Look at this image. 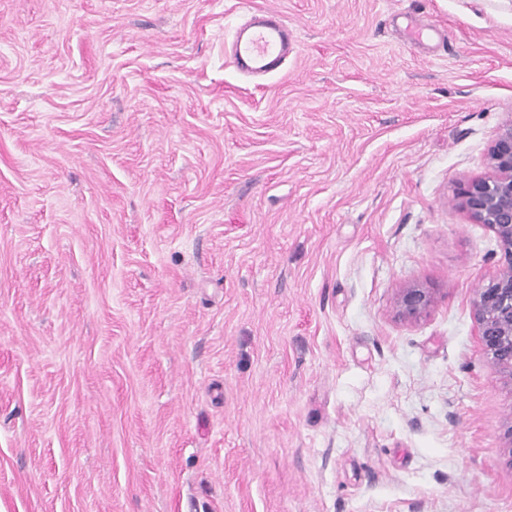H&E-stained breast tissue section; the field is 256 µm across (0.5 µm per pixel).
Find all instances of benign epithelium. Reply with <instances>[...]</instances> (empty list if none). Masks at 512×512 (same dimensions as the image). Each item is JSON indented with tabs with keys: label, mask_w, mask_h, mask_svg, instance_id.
<instances>
[{
	"label": "benign epithelium",
	"mask_w": 512,
	"mask_h": 512,
	"mask_svg": "<svg viewBox=\"0 0 512 512\" xmlns=\"http://www.w3.org/2000/svg\"><path fill=\"white\" fill-rule=\"evenodd\" d=\"M486 161L490 175L461 183L457 198L473 223L486 225L499 242L498 271L476 291L474 310L491 365L512 377V123L498 132ZM432 303L428 288H401L397 315L404 321L416 320Z\"/></svg>",
	"instance_id": "7a95c632"
}]
</instances>
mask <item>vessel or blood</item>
Here are the masks:
<instances>
[{
	"instance_id": "vessel-or-blood-1",
	"label": "vessel or blood",
	"mask_w": 512,
	"mask_h": 512,
	"mask_svg": "<svg viewBox=\"0 0 512 512\" xmlns=\"http://www.w3.org/2000/svg\"><path fill=\"white\" fill-rule=\"evenodd\" d=\"M293 42L292 31L280 14L257 13L237 29L230 46V59L240 72L264 76L283 67Z\"/></svg>"
}]
</instances>
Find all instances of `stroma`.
Returning <instances> with one entry per match:
<instances>
[{"instance_id": "35a3bbf8", "label": "stroma", "mask_w": 512, "mask_h": 512, "mask_svg": "<svg viewBox=\"0 0 512 512\" xmlns=\"http://www.w3.org/2000/svg\"><path fill=\"white\" fill-rule=\"evenodd\" d=\"M510 123L512 0H0V512H512ZM288 23L274 11L257 13L235 32L230 59L240 72L265 76L280 70L293 48ZM490 175L460 184L457 198L476 224H484L500 247L498 271L476 291L480 341L491 365L512 377V123L500 130L487 153ZM432 303L433 293L428 288H401L396 299L397 315L404 321L416 320L427 313Z\"/></svg>"}]
</instances>
